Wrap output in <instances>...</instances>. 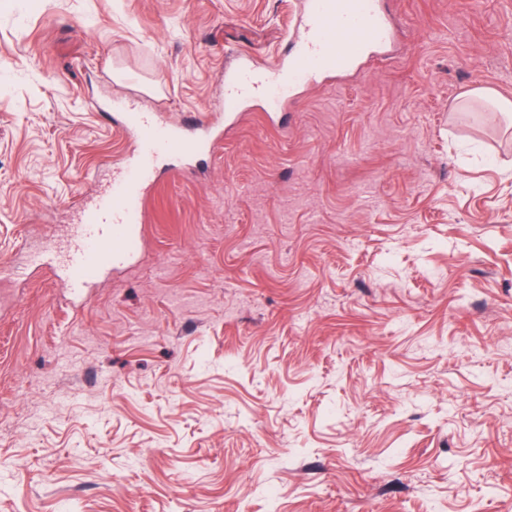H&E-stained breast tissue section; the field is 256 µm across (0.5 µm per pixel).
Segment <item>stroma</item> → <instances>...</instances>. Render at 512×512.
<instances>
[{
	"instance_id": "1",
	"label": "stroma",
	"mask_w": 512,
	"mask_h": 512,
	"mask_svg": "<svg viewBox=\"0 0 512 512\" xmlns=\"http://www.w3.org/2000/svg\"><path fill=\"white\" fill-rule=\"evenodd\" d=\"M219 112L301 0H0V512H512V0ZM213 131L73 296L127 103Z\"/></svg>"
}]
</instances>
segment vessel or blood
I'll use <instances>...</instances> for the list:
<instances>
[{"label":"vessel or blood","instance_id":"1","mask_svg":"<svg viewBox=\"0 0 512 512\" xmlns=\"http://www.w3.org/2000/svg\"><path fill=\"white\" fill-rule=\"evenodd\" d=\"M302 35L273 66L258 69L248 59L224 73V112L238 116L261 100L266 111H279L300 84L327 74H342L369 52L385 49L392 27L383 0H304ZM137 149L109 186L76 213L61 270L71 293L85 295L104 272L123 267L141 250L139 226L145 195L156 183V162L163 156L190 157L211 139L201 122L167 124L152 112H126Z\"/></svg>","mask_w":512,"mask_h":512}]
</instances>
